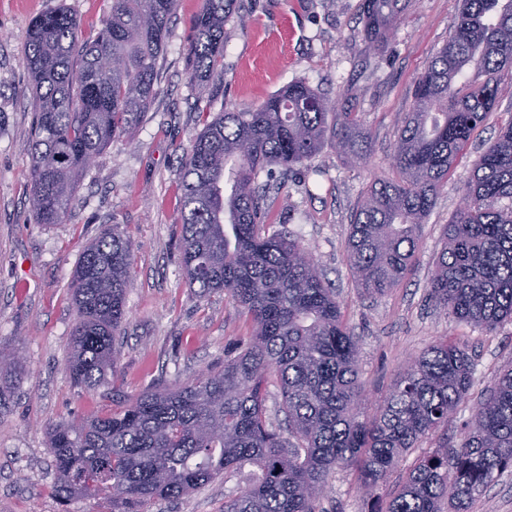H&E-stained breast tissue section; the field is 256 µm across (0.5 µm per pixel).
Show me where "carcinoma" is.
Wrapping results in <instances>:
<instances>
[{"instance_id": "1", "label": "carcinoma", "mask_w": 512, "mask_h": 512, "mask_svg": "<svg viewBox=\"0 0 512 512\" xmlns=\"http://www.w3.org/2000/svg\"><path fill=\"white\" fill-rule=\"evenodd\" d=\"M237 0H203L187 47L190 80L202 93L224 77V26ZM412 0H362L365 40L392 32ZM179 0H112L97 36L79 39L65 8L37 17L25 62L34 100L29 207L37 224L63 223L74 193L115 139L138 131L159 90V59ZM448 41L416 76L413 106L396 132L392 168L356 210L346 250L369 296L399 285L456 158L499 98L512 66V0H455ZM350 164L369 137L353 112L329 118L327 103L294 81L256 108L207 122L181 171V262L202 298L229 295L252 323L224 366L169 388L151 386L106 415L47 428L55 494L100 493L112 512H147L224 471L249 465L251 483L224 512H319L330 472H357L372 512H470L512 469V368L479 400L453 444L448 418L467 397L473 362L439 339L410 359L370 415L358 380L359 341L311 250L272 218L263 172L305 168L326 141ZM133 242L107 228L72 272L77 319L68 342L73 384L95 391L112 374L126 316ZM430 298L488 332L512 321V125L474 161L430 283ZM281 393L284 438L267 423L265 391ZM440 437L399 489L380 483L418 442Z\"/></svg>"}]
</instances>
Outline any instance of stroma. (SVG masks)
Segmentation results:
<instances>
[{"label": "stroma", "mask_w": 512, "mask_h": 512, "mask_svg": "<svg viewBox=\"0 0 512 512\" xmlns=\"http://www.w3.org/2000/svg\"><path fill=\"white\" fill-rule=\"evenodd\" d=\"M112 0H0V354L20 353L22 366L0 377V512H110L97 496L61 501L46 428L111 412L113 398L154 383L180 385L223 365L224 354L252 325L224 293L197 298L180 265V169L187 149L224 108L255 107L289 82L303 81L341 112H354L370 136L367 163L351 166L324 145L309 168L276 171L274 211L312 249L336 290L344 320L359 339V379L376 409L403 365L439 338L466 347L473 386L448 423L457 441L463 423L501 371L512 367V322L488 333L436 308L429 287L444 229L483 142L512 122V67L499 74L501 97L471 145L455 161L421 229L420 248L401 284L362 296L345 243L353 214L372 182L392 173L398 125L413 102V83L446 43L455 24L451 0H417L388 41L368 45L362 0H238L246 24L226 26L224 76L205 93L190 82L186 47L202 0H181L160 60L159 92L133 138L100 154L78 187L63 223H35L29 211L33 104L23 60L32 21L65 7L81 39L96 36ZM135 245L127 320L116 364L104 387L84 392L66 371L76 320L72 270L104 226ZM250 470L223 476L149 512H224L249 483ZM321 512H370L353 470L335 469Z\"/></svg>", "instance_id": "1"}]
</instances>
